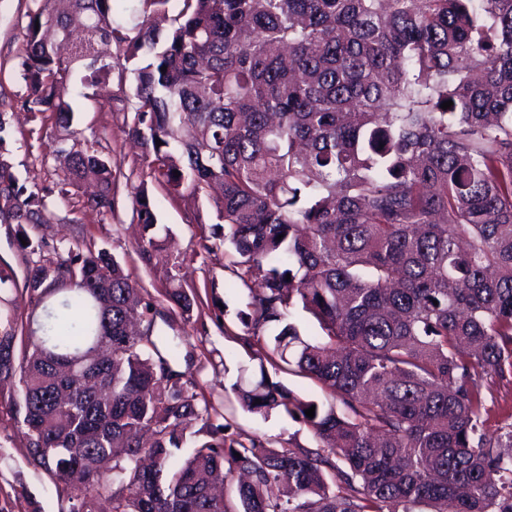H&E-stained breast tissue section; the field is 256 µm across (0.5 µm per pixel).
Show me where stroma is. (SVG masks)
I'll return each mask as SVG.
<instances>
[{"instance_id": "obj_1", "label": "stroma", "mask_w": 512, "mask_h": 512, "mask_svg": "<svg viewBox=\"0 0 512 512\" xmlns=\"http://www.w3.org/2000/svg\"><path fill=\"white\" fill-rule=\"evenodd\" d=\"M29 0H0V110L11 123L14 140L10 159L19 179L49 186L56 181L52 153L54 134L42 115L24 111L26 94L18 77L23 52L25 12ZM130 79L112 78V98L76 97L74 126L85 137H96L98 149L111 157L116 173V208L102 216L84 206L81 193L47 200L45 221L20 225L0 221V269L11 272L13 282L0 289V318L27 319L36 311L26 290L29 269L39 260L35 245L71 243L83 249L107 250L130 274L144 297L155 303L154 333L179 337L178 371L195 379L199 391L231 423L235 438L294 440L314 449L318 443L303 422L275 414L270 418L247 412L233 391L240 367L258 369L265 357L258 343H246L239 314L248 302L247 291L234 274L233 256L212 238L217 222L213 200L189 194L169 196L152 175L144 148L128 134L132 113L127 98ZM146 188L160 224L172 235L168 250L144 261L138 249L141 226L133 216L134 193ZM196 295L191 315L184 316L163 298L169 275ZM18 397L13 382L0 384V512H68L63 484L29 463L24 429L12 402Z\"/></svg>"}]
</instances>
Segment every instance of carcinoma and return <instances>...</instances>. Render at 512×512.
<instances>
[{
	"label": "carcinoma",
	"mask_w": 512,
	"mask_h": 512,
	"mask_svg": "<svg viewBox=\"0 0 512 512\" xmlns=\"http://www.w3.org/2000/svg\"><path fill=\"white\" fill-rule=\"evenodd\" d=\"M173 2L171 27L152 24ZM52 3L28 7L19 76L23 108L67 132L61 176L19 182L0 113V216L43 223L50 194L86 184L112 212V159L65 142L71 78L84 97L108 83L118 43L155 178L220 189L246 341L328 394L262 365L242 407L299 419L319 448L228 439L152 338L154 302L107 252L70 246L29 273L35 331L0 329L29 463L74 492L69 512H98L111 482V512H512V415L489 430L481 397L512 392V0H136L131 34L113 0ZM134 212L148 261L165 227L143 189ZM164 296L193 309L174 275ZM298 307L324 336L303 338Z\"/></svg>",
	"instance_id": "carcinoma-1"
}]
</instances>
